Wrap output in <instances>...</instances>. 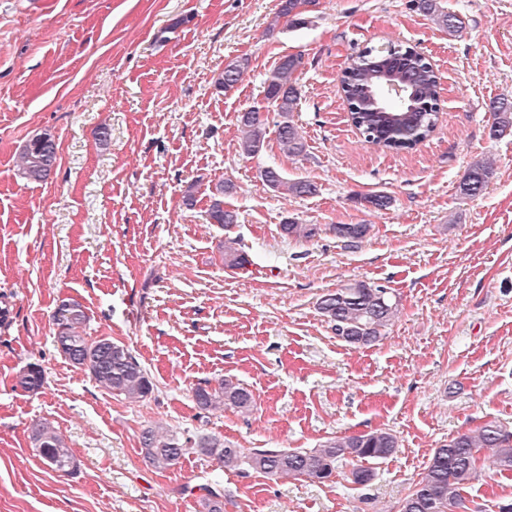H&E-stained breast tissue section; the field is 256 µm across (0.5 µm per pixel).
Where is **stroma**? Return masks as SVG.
<instances>
[{
  "label": "stroma",
  "mask_w": 512,
  "mask_h": 512,
  "mask_svg": "<svg viewBox=\"0 0 512 512\" xmlns=\"http://www.w3.org/2000/svg\"><path fill=\"white\" fill-rule=\"evenodd\" d=\"M462 29H440L413 0H317L300 27L275 22L279 0H0V512H199L200 488L224 512H398L435 448L497 421L512 430V133L489 134L493 101H512V0H439ZM415 46L440 78L436 131L390 153L364 142L336 81L351 56ZM302 54L299 109L307 151L269 140L239 150L237 116L263 102L279 59ZM249 66L223 93L227 60ZM107 128V144L98 132ZM58 145L50 177L29 182L17 157L34 135ZM493 163L480 196L461 195L469 165ZM275 167L315 195L285 196L260 178ZM238 222L210 223L211 192ZM193 205H185V191ZM382 192L385 210L364 203ZM293 220L320 238L282 235ZM370 224L358 247L329 227ZM236 238L249 263L221 259ZM363 281L399 314L387 336L353 349L318 299ZM79 301L85 332L126 345L156 385L131 404L103 390L56 348L55 311ZM39 364L35 393L16 383ZM230 378L255 407L200 410L195 388ZM51 422L77 467L46 468L29 439ZM160 426L236 447L315 448L387 429L399 446L355 484L268 478L192 453L159 472L140 436ZM459 512H498L512 473L493 456Z\"/></svg>",
  "instance_id": "35a3bbf8"
}]
</instances>
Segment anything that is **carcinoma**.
Listing matches in <instances>:
<instances>
[{
    "mask_svg": "<svg viewBox=\"0 0 512 512\" xmlns=\"http://www.w3.org/2000/svg\"><path fill=\"white\" fill-rule=\"evenodd\" d=\"M417 8L442 28L453 32L458 28L455 15L447 13L437 0H415ZM312 0H280L276 19L288 20L298 27L306 23L302 6ZM246 58L232 59L215 80V85L231 92L248 67ZM304 65L300 55L283 56L264 90V101L278 112L277 143L290 157L305 153L306 142L300 128L292 121L301 100L297 74ZM440 77L429 59L412 46L389 44L380 51L366 48L350 58L338 76V83L350 107L351 124L365 142L383 151L400 153L415 149L434 133L440 114ZM387 82L401 87V95L379 100V90ZM239 149L246 157L259 155L266 147V127L261 119V107L251 106L238 115ZM512 132V103L503 100L492 106L491 135L495 138ZM57 161V144L47 134L33 136L23 146L18 174L30 182H43ZM260 177L271 189L297 197L313 195L317 186L309 181H290L279 170L264 167ZM494 177L493 167L481 160L470 164L461 184L460 193L468 197L480 195ZM232 186L221 184L213 193L209 218L214 224L229 227L237 223V214L224 208V193ZM289 238L311 241L321 232L317 224L289 221L282 225ZM336 237L349 248H355L370 236L371 224H336L330 227ZM224 266L242 269L248 259L236 247V240L224 241ZM317 309L331 325L335 335L354 349L369 347L386 335V329L397 317L398 304L385 289L357 281L342 285L319 299ZM87 316L83 306L75 301L63 302L55 315L57 350L73 366L87 371L96 383L108 392L138 403L152 394L154 383L147 370L122 343L107 337L88 339L84 333ZM18 385L25 391L36 392L44 383L42 369L29 364L19 371ZM197 406L204 410L231 407L242 414L254 408L252 393L240 383L221 379L216 385L198 387L194 391ZM34 448L45 465L55 471L68 472L76 467L63 436L47 421H37L30 428ZM398 448L397 437L385 430L330 438L316 448H256L250 454L223 440L203 436L197 439L180 437L159 427H149L141 435V453L154 469L165 471L180 463L185 455L196 452L210 457L228 469L246 467L267 477L306 476L319 482L330 480L337 465L343 461L355 463L353 482L364 485L373 477L368 463L392 455ZM494 450L495 463L503 472L512 471V430L494 421L459 433L434 450L425 471L411 493L400 505V512H455L462 502L465 485L480 469V451ZM200 497V512H224V495L210 487Z\"/></svg>",
    "mask_w": 512,
    "mask_h": 512,
    "instance_id": "cac0c4a2",
    "label": "carcinoma"
}]
</instances>
